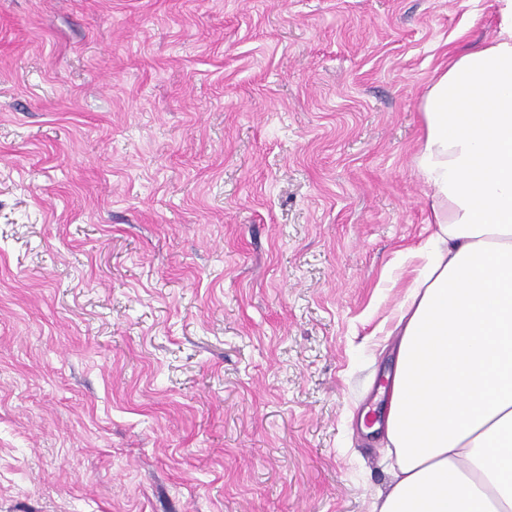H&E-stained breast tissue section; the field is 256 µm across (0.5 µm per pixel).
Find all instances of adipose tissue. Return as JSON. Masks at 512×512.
<instances>
[{"mask_svg":"<svg viewBox=\"0 0 512 512\" xmlns=\"http://www.w3.org/2000/svg\"><path fill=\"white\" fill-rule=\"evenodd\" d=\"M494 11L420 106L431 232L393 312L391 478L371 512H512V0Z\"/></svg>","mask_w":512,"mask_h":512,"instance_id":"adipose-tissue-1","label":"adipose tissue"}]
</instances>
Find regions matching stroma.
<instances>
[{
  "instance_id": "stroma-1",
  "label": "stroma",
  "mask_w": 512,
  "mask_h": 512,
  "mask_svg": "<svg viewBox=\"0 0 512 512\" xmlns=\"http://www.w3.org/2000/svg\"><path fill=\"white\" fill-rule=\"evenodd\" d=\"M492 0H0V512H368L420 103Z\"/></svg>"
}]
</instances>
